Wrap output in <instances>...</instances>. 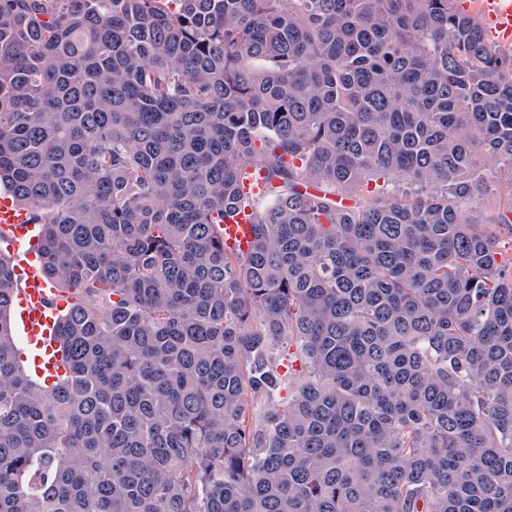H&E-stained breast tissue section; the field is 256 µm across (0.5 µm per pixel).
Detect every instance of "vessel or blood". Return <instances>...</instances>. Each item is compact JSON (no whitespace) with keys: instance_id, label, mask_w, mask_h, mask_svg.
<instances>
[{"instance_id":"vessel-or-blood-1","label":"vessel or blood","mask_w":512,"mask_h":512,"mask_svg":"<svg viewBox=\"0 0 512 512\" xmlns=\"http://www.w3.org/2000/svg\"><path fill=\"white\" fill-rule=\"evenodd\" d=\"M495 31L512 34V0H478ZM251 209L232 211L224 218L227 245L248 250L253 240ZM0 248L15 258L18 287L10 305L15 330L22 342V359L32 375L52 383L65 375L59 320L67 303L45 281L40 240L28 210L0 194Z\"/></svg>"}]
</instances>
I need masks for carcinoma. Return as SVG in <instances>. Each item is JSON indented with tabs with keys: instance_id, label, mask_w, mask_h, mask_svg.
Wrapping results in <instances>:
<instances>
[{
	"instance_id": "carcinoma-1",
	"label": "carcinoma",
	"mask_w": 512,
	"mask_h": 512,
	"mask_svg": "<svg viewBox=\"0 0 512 512\" xmlns=\"http://www.w3.org/2000/svg\"><path fill=\"white\" fill-rule=\"evenodd\" d=\"M489 173L512 52L455 0H0V184L76 299L48 386L0 252V512H512ZM253 212L250 208L232 211L224 218V242L247 251L253 240Z\"/></svg>"
}]
</instances>
